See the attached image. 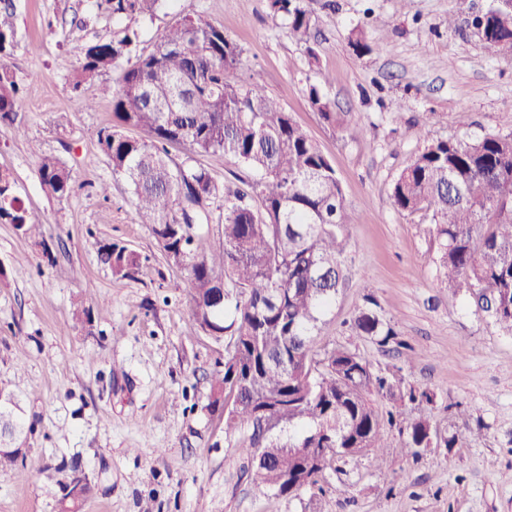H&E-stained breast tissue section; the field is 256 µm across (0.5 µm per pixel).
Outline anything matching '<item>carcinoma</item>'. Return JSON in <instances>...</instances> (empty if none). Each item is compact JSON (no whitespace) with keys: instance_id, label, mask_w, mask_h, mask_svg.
Masks as SVG:
<instances>
[{"instance_id":"1","label":"carcinoma","mask_w":512,"mask_h":512,"mask_svg":"<svg viewBox=\"0 0 512 512\" xmlns=\"http://www.w3.org/2000/svg\"><path fill=\"white\" fill-rule=\"evenodd\" d=\"M162 2L96 0V7L114 19L136 20L153 16ZM269 9L316 58L310 0H269ZM15 17L14 0H0V59L15 46ZM483 37L512 59V9L500 2L487 8ZM138 43L128 26L109 41L86 45L69 84L77 92L127 63L112 89L116 124L91 135L112 178L131 189L136 223L148 225L169 264L187 270L193 325L227 339L210 408L224 412L225 433L248 432L239 451L251 459L254 482L282 496L314 488L338 460L384 455L386 424L406 434L401 455L418 457L437 433L412 405L430 395L345 346L321 352L315 346L318 324L343 284L348 245L347 205L331 161L259 83L240 80L241 50L224 28L186 15L151 47L140 50ZM308 98L323 121L336 124L318 86L309 87ZM24 107L21 83L0 64V124H14ZM131 128L145 137L129 136ZM170 143L192 155L220 153L259 179L219 184L199 164L172 163ZM37 176L59 201L74 190L72 170L55 155L38 154ZM390 200L398 210L431 215L441 283L511 336L512 131L429 142L398 175ZM215 210L223 240L207 250L196 225L209 223ZM0 224L13 225L52 256L8 173H0ZM97 255L123 277L144 264L136 251L108 239L97 241ZM351 332L381 347L411 349L372 295ZM374 396L385 401V411ZM88 491L86 476L73 478L58 512H81Z\"/></svg>"}]
</instances>
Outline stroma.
<instances>
[{
  "mask_svg": "<svg viewBox=\"0 0 512 512\" xmlns=\"http://www.w3.org/2000/svg\"><path fill=\"white\" fill-rule=\"evenodd\" d=\"M491 0H311L319 19L310 62L268 0H165L139 19L152 45L186 15L224 28L242 51L243 79L278 99L331 159L347 203L345 280L316 338L319 347L359 350L374 368L399 367L429 392L418 411L452 448L402 459L397 429L381 459L360 454L328 471L323 492L288 497L257 487L211 410V377L224 344L191 325L187 272L167 263L133 196L92 130L113 124V68L72 92L82 48L111 39L122 23L95 15L92 0H14L17 43L4 63L26 87L16 136L0 125V171L16 180L53 250L0 224V395L13 398L24 449L0 471V512H56L73 460L94 482L83 512H512V336L438 279L431 217L390 201L392 186L428 141L473 140L512 130V60L471 27ZM456 29H449V17ZM377 44L359 56L354 31ZM320 86L337 114L320 119L308 100ZM73 171L69 199L49 197L33 146ZM111 185L109 196L98 193ZM125 243L146 256L139 274L113 275L96 242ZM380 303L404 345L382 348L351 336L366 295ZM92 308L75 324L74 304Z\"/></svg>",
  "mask_w": 512,
  "mask_h": 512,
  "instance_id": "obj_1",
  "label": "stroma"
}]
</instances>
